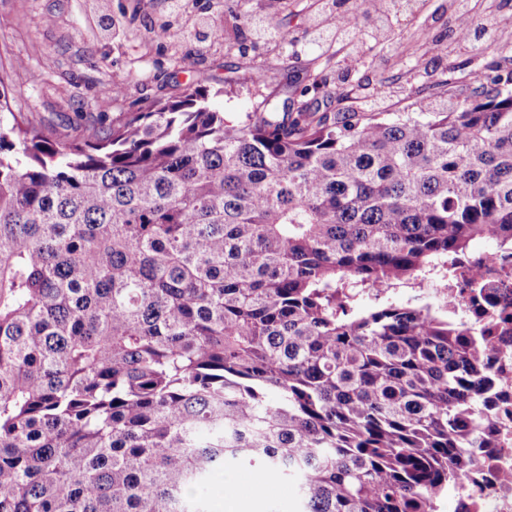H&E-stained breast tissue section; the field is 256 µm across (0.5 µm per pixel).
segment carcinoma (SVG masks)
Instances as JSON below:
<instances>
[{
	"mask_svg": "<svg viewBox=\"0 0 512 512\" xmlns=\"http://www.w3.org/2000/svg\"><path fill=\"white\" fill-rule=\"evenodd\" d=\"M363 2L332 0L336 36ZM489 83L236 122L195 87L73 139L0 119V512H208L240 461L301 512H437L495 447L494 347L388 297L512 255V71Z\"/></svg>",
	"mask_w": 512,
	"mask_h": 512,
	"instance_id": "cac0c4a2",
	"label": "carcinoma"
}]
</instances>
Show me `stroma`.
Masks as SVG:
<instances>
[{
  "mask_svg": "<svg viewBox=\"0 0 512 512\" xmlns=\"http://www.w3.org/2000/svg\"><path fill=\"white\" fill-rule=\"evenodd\" d=\"M443 3L420 0L401 16L393 26L398 55L385 59L368 51L374 61L368 83L350 85L340 99L335 76L349 53L341 42L297 53L273 44L256 58L220 41L202 48L188 36L174 44L150 40L146 31L164 19L165 0H0V61L21 63L9 70L4 87L12 111L61 136L147 111L190 86L208 90L210 106L228 117L252 111L271 94L287 99L292 111L306 104L317 112H408L416 97L442 99V82L461 100L485 76L512 70V43L491 42L478 51L463 45L440 55L448 29L431 14ZM251 6L269 7L283 31L304 37L320 2L252 0ZM260 67L274 72L273 86L255 81ZM115 83L121 95L103 106L105 89ZM255 476L245 464L215 470L205 487L209 512H225L226 494L247 497Z\"/></svg>",
  "mask_w": 512,
  "mask_h": 512,
  "instance_id": "1",
  "label": "stroma"
}]
</instances>
